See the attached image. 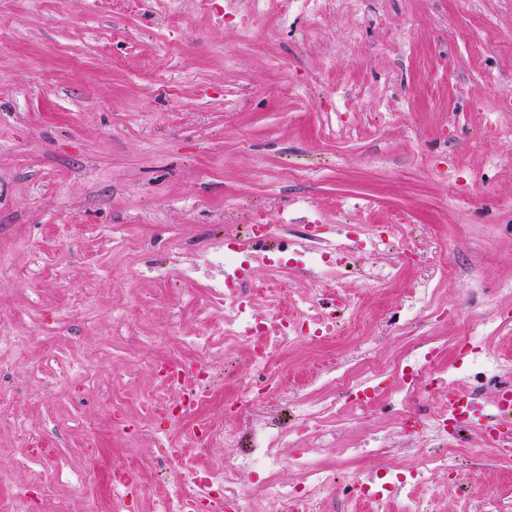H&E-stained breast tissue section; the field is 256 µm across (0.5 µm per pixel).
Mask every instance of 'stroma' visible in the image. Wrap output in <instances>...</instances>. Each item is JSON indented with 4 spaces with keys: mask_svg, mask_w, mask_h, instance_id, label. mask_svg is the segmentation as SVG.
I'll return each mask as SVG.
<instances>
[{
    "mask_svg": "<svg viewBox=\"0 0 512 512\" xmlns=\"http://www.w3.org/2000/svg\"><path fill=\"white\" fill-rule=\"evenodd\" d=\"M176 13L170 28L96 0H0V499L18 512H96L103 497L112 512H153L157 473L223 471L220 443L171 456L196 421L159 411L179 392L157 367L204 361L236 398L250 350L225 345L223 305L171 254L228 224L279 225L289 202L298 220L318 211L325 236L412 225L398 284L340 279L365 296L363 335L388 362L408 337L441 336L460 396L487 407L497 392L462 374L471 357L454 342L475 315L504 324L477 352L512 336V112L500 109L512 0H361L252 39L195 0ZM341 30L355 38L328 59L323 40ZM442 258L452 280L437 274ZM422 279L446 318L389 333ZM360 343L284 347L267 382L333 399L331 385L291 375L335 351L359 364ZM485 456L459 480L512 506V462ZM102 459L138 470L143 488L113 494Z\"/></svg>",
    "mask_w": 512,
    "mask_h": 512,
    "instance_id": "35a3bbf8",
    "label": "stroma"
}]
</instances>
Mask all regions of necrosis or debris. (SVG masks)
Wrapping results in <instances>:
<instances>
[{
	"label": "necrosis or debris",
	"mask_w": 512,
	"mask_h": 512,
	"mask_svg": "<svg viewBox=\"0 0 512 512\" xmlns=\"http://www.w3.org/2000/svg\"><path fill=\"white\" fill-rule=\"evenodd\" d=\"M350 0H196L198 10L224 21L235 22L242 33H249L255 21L287 28L295 13L322 15L340 10ZM207 265L216 272L208 286L214 299L225 302L233 311L224 322L225 341L240 342L252 348V364L266 373L275 349L300 342L322 344L337 336L339 325L357 330L363 295L339 288L341 273L354 270L367 285L382 288L395 280L407 256L395 238L382 231L345 230L341 238L320 236L313 225H301L298 232L273 235L269 226L250 224L225 233L223 245L204 250ZM358 257L351 266L350 257ZM299 263L308 273V287L298 312L280 308L283 294L282 272L289 262ZM265 265L273 275L269 284L249 279L253 264ZM401 382L387 397L400 433L421 447V459L404 472H345L325 468L304 457L296 463L302 471L299 481L277 479L283 460L278 445L287 437L298 440L318 438L323 419L339 402L366 406V391L382 373L376 356H368L363 369L331 358L319 363L315 376L336 385L333 400H312L301 396L286 401L275 410L255 414L249 398L239 403H220L213 387L215 376L206 365H198L200 386L169 413L184 417L200 414L215 404L241 417V428L229 432L214 421L201 423L208 441L231 448L222 473L207 479L191 474L183 478L159 477L150 487L157 512H186L187 507L206 501L210 512H245L247 495L241 487L242 474H257V489L277 512H325L336 496L344 498V512H361L365 503H382L385 496L400 495L401 512H439L440 492L431 485L438 472L458 469V450L464 433L473 425L475 401L453 400L433 415L417 414L413 404L448 385L449 369L441 362L439 337L418 336L392 364Z\"/></svg>",
	"instance_id": "4bbe7bcc"
}]
</instances>
